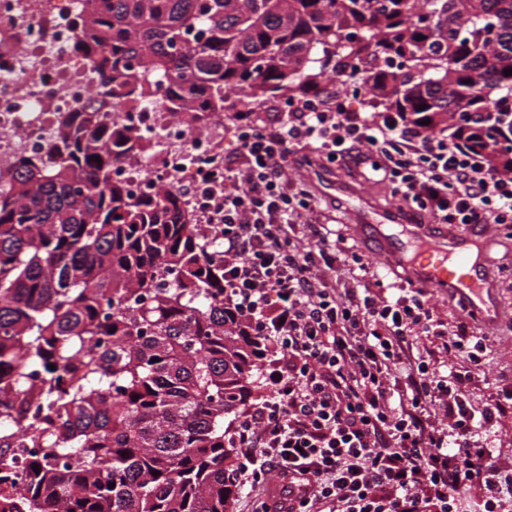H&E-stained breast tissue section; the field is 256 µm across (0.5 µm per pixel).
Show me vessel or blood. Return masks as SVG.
<instances>
[{
  "label": "vessel or blood",
  "mask_w": 512,
  "mask_h": 512,
  "mask_svg": "<svg viewBox=\"0 0 512 512\" xmlns=\"http://www.w3.org/2000/svg\"><path fill=\"white\" fill-rule=\"evenodd\" d=\"M374 241L373 256L398 276L448 295L485 325L499 318L491 267L493 242L473 227L432 232L400 207L354 210Z\"/></svg>",
  "instance_id": "b4317fda"
}]
</instances>
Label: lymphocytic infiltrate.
Segmentation results:
<instances>
[{"instance_id":"f902f5d3","label":"lymphocytic infiltrate","mask_w":512,"mask_h":512,"mask_svg":"<svg viewBox=\"0 0 512 512\" xmlns=\"http://www.w3.org/2000/svg\"><path fill=\"white\" fill-rule=\"evenodd\" d=\"M234 138L240 165L204 172L192 193L200 223L221 227L225 302L275 355L268 398L230 435L236 486L277 471L288 481L282 512H463L477 486L472 512H512V467L479 443L512 409V388L474 410L452 365L461 357L480 369L489 335L445 343L442 369L413 362L408 333L438 329L422 290L376 300L323 281L331 246L292 249L311 196L291 189L282 167L305 150L332 165L370 162L394 196L437 224L511 225L512 175L491 170L465 138L425 134L396 112L364 117L333 94L291 103L287 121Z\"/></svg>"}]
</instances>
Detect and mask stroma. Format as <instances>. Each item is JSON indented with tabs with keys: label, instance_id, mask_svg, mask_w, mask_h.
Instances as JSON below:
<instances>
[{
	"label": "stroma",
	"instance_id": "obj_1",
	"mask_svg": "<svg viewBox=\"0 0 512 512\" xmlns=\"http://www.w3.org/2000/svg\"><path fill=\"white\" fill-rule=\"evenodd\" d=\"M322 170L323 166L319 163L310 167L291 160L284 165V179L292 187L307 190L312 197L311 211L295 227L292 248L306 251L316 244L319 237L323 236L331 241L336 237H343L339 262L334 269H322V277L340 290L357 287L358 271L353 259L358 256L373 272L372 277L366 281L368 295L376 299L391 297L395 279L384 276L382 263L369 253L364 243V229L351 221L347 211L356 207L363 199L375 206H386L395 203V196L391 195L387 185L378 181L375 175L363 172L351 163L333 166L332 171L353 182L358 189L357 196H325L319 179ZM484 231L498 242L494 251L493 275L498 288L502 317L499 325L491 331L481 369L466 383L470 400L478 409L496 395L503 383L512 384V229L489 224ZM287 497V480L273 472L261 485L240 490L230 512H256L260 503H272Z\"/></svg>",
	"mask_w": 512,
	"mask_h": 512
}]
</instances>
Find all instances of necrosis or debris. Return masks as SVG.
<instances>
[{
	"instance_id": "necrosis-or-debris-1",
	"label": "necrosis or debris",
	"mask_w": 512,
	"mask_h": 512,
	"mask_svg": "<svg viewBox=\"0 0 512 512\" xmlns=\"http://www.w3.org/2000/svg\"><path fill=\"white\" fill-rule=\"evenodd\" d=\"M86 17L82 0H0L1 168L19 154L42 152L56 113L81 111L91 99V67L75 48ZM129 111L137 125L152 130L142 157L117 169L132 187L149 191L160 181L176 186L186 175L222 163L217 133L223 118L196 134L147 100L133 108L121 104L114 122L123 124Z\"/></svg>"
}]
</instances>
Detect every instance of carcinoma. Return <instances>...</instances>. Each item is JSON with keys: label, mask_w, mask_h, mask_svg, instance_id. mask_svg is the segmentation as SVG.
<instances>
[{"label": "carcinoma", "mask_w": 512, "mask_h": 512, "mask_svg": "<svg viewBox=\"0 0 512 512\" xmlns=\"http://www.w3.org/2000/svg\"><path fill=\"white\" fill-rule=\"evenodd\" d=\"M85 2L94 97L0 170V512H229L224 418L258 352L224 306L220 228L112 176L144 139L112 99L153 86L195 129L360 77L512 171V0Z\"/></svg>", "instance_id": "cac0c4a2"}]
</instances>
